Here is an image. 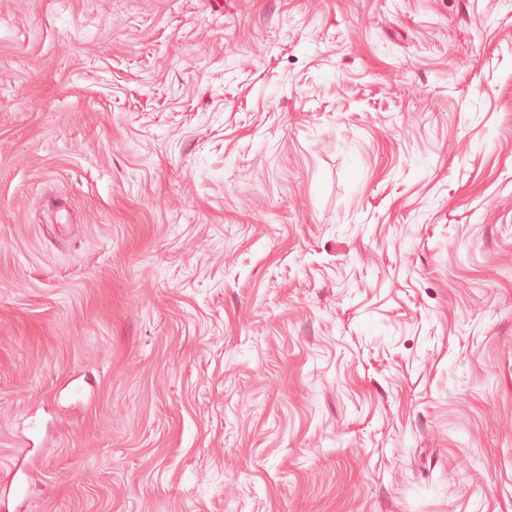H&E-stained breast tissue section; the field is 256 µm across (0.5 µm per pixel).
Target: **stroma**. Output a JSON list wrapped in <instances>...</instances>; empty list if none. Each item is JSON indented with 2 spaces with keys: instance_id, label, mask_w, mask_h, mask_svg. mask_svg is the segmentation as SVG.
Listing matches in <instances>:
<instances>
[{
  "instance_id": "1",
  "label": "stroma",
  "mask_w": 512,
  "mask_h": 512,
  "mask_svg": "<svg viewBox=\"0 0 512 512\" xmlns=\"http://www.w3.org/2000/svg\"><path fill=\"white\" fill-rule=\"evenodd\" d=\"M21 512H512V0H0Z\"/></svg>"
}]
</instances>
